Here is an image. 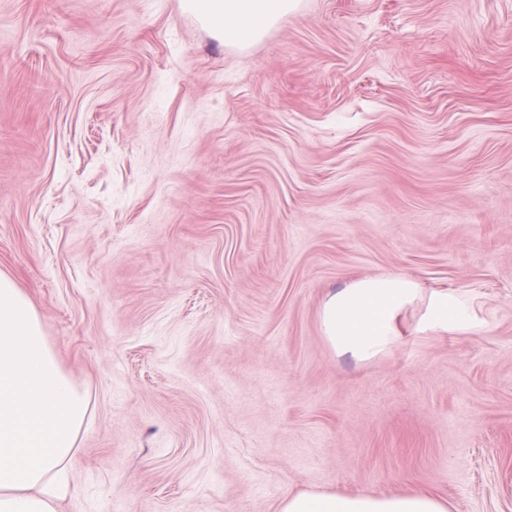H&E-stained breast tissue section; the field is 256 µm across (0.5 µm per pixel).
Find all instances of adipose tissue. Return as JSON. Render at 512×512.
Wrapping results in <instances>:
<instances>
[{
    "label": "adipose tissue",
    "mask_w": 512,
    "mask_h": 512,
    "mask_svg": "<svg viewBox=\"0 0 512 512\" xmlns=\"http://www.w3.org/2000/svg\"><path fill=\"white\" fill-rule=\"evenodd\" d=\"M299 0H181L185 11L225 45L260 40ZM403 274L366 277L338 289L321 311L324 335L341 355L367 359L386 350L396 322L417 299ZM88 402L47 345L40 315L0 272V512H55L68 489V461ZM278 512H449L427 492L390 495L301 492Z\"/></svg>",
    "instance_id": "adipose-tissue-1"
}]
</instances>
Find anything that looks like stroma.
I'll return each instance as SVG.
<instances>
[{
    "label": "stroma",
    "instance_id": "35a3bbf8",
    "mask_svg": "<svg viewBox=\"0 0 512 512\" xmlns=\"http://www.w3.org/2000/svg\"><path fill=\"white\" fill-rule=\"evenodd\" d=\"M0 272L88 415L58 512H512V0H0ZM405 274L388 350L326 298ZM452 295L461 320H428ZM185 11L227 46L247 48L260 40L299 0H181ZM448 499L427 492L390 495L328 492L288 494L278 512H449Z\"/></svg>",
    "mask_w": 512,
    "mask_h": 512
}]
</instances>
